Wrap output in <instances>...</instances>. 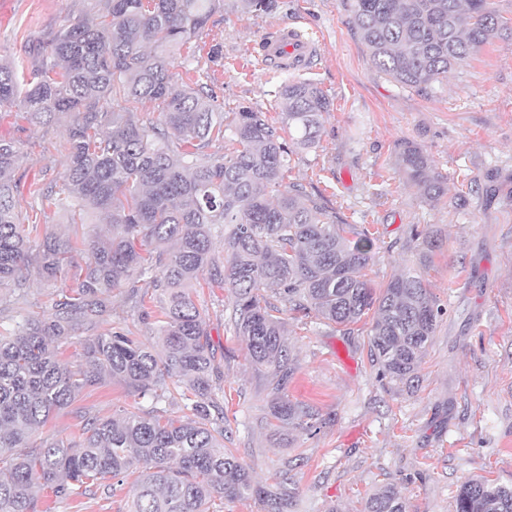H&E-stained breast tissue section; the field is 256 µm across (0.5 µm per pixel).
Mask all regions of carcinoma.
I'll return each mask as SVG.
<instances>
[{"label": "carcinoma", "mask_w": 512, "mask_h": 512, "mask_svg": "<svg viewBox=\"0 0 512 512\" xmlns=\"http://www.w3.org/2000/svg\"><path fill=\"white\" fill-rule=\"evenodd\" d=\"M248 13H270L277 0H239ZM224 7V0H94L92 12L64 25L23 72L0 62V108L16 106L33 122L71 114L63 184L41 195L61 210L108 224L87 240L76 287L63 291L48 317L20 316L0 335V512H44L37 489L65 500L75 488L102 486L139 473L129 512H206L215 497L257 496L268 512H288L294 491L254 485L224 447V410L214 399L213 353L193 290L200 281L228 289L231 321L251 363L273 383L277 427H315L306 407L280 395L292 377L280 314L288 311L347 327L374 311L369 358L378 376L411 387L442 312L424 280L407 270L380 294L366 279L373 238L324 219L320 202L299 184H284L290 155L317 146L331 101L316 82L287 78L276 89L282 126L242 106L230 148L205 153L224 138V113L202 79L178 86L170 70L181 48ZM354 21L373 65L399 84L425 90L462 65L494 36L489 0H353ZM161 106L158 121L137 106ZM288 131L291 141L281 135ZM15 142L0 139V288L28 277L54 278L72 249L46 237L33 253L14 210L21 162ZM401 172L434 202L445 178L411 141L398 144ZM354 238H349V235ZM224 243V258L212 251ZM153 289V296L141 285ZM126 289L142 320L148 303L163 319L145 343L123 331L97 333L112 315L109 297ZM81 338L83 363L60 360L58 347ZM112 381L151 407L99 417L76 409L78 444L39 437L53 415L87 390ZM188 413L162 404L173 394ZM364 512H406L403 490L381 487ZM455 512H512V487L470 479Z\"/></svg>", "instance_id": "obj_1"}]
</instances>
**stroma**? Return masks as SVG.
Returning a JSON list of instances; mask_svg holds the SVG:
<instances>
[{
    "label": "stroma",
    "mask_w": 512,
    "mask_h": 512,
    "mask_svg": "<svg viewBox=\"0 0 512 512\" xmlns=\"http://www.w3.org/2000/svg\"><path fill=\"white\" fill-rule=\"evenodd\" d=\"M268 14L224 6L195 39L196 64L173 63L177 85L205 75L224 114L250 106L280 123L275 91L283 70L260 66L252 47L279 26L314 40L319 57L303 70L332 102L320 144L291 156L287 183L321 198L327 218L375 236L372 288L411 269L443 308L413 390L379 379L368 355L371 316L350 328L285 313L286 339L297 367L283 392L316 409V429L274 433L270 386L249 360L229 321L228 290L201 289L197 304L210 334L224 407V445L254 482L275 488L289 476L292 512H363L366 498L386 484L402 488L406 512H455L468 478L512 485V197L493 192L512 174V0H491L494 38L430 89L402 86L379 72L354 22L352 0H278ZM86 0H0V59L34 61L56 32L82 14ZM69 116L33 124L0 120V137L22 153L16 211L43 234L72 239L77 248L58 279L30 278L25 288H0V333L17 311L50 313L60 290L75 287L85 262L87 225L42 202L38 191L61 182L67 165ZM418 143L447 179L436 203L426 202L395 165L401 140ZM435 240L424 249L423 236ZM99 416L134 408L137 397L106 383L80 397ZM132 478L52 502L50 512H127Z\"/></svg>",
    "instance_id": "35a3bbf8"
}]
</instances>
